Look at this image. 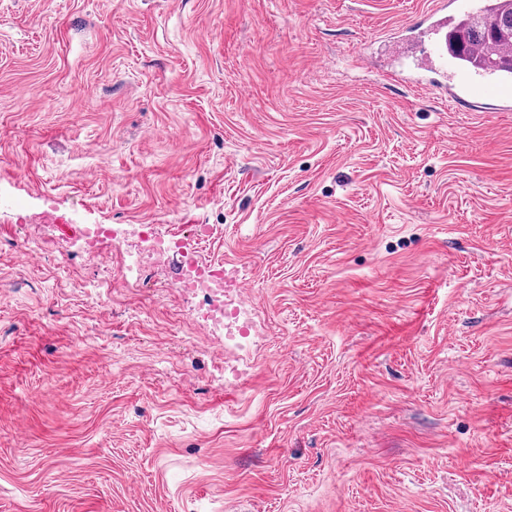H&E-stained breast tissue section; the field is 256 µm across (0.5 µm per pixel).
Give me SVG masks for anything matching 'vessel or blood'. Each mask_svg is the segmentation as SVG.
I'll list each match as a JSON object with an SVG mask.
<instances>
[{"label":"vessel or blood","mask_w":512,"mask_h":512,"mask_svg":"<svg viewBox=\"0 0 512 512\" xmlns=\"http://www.w3.org/2000/svg\"><path fill=\"white\" fill-rule=\"evenodd\" d=\"M480 0H448L445 7L426 14L422 28L417 29L415 45L404 55L403 67L409 69V82L422 88L442 89L454 101L495 99L512 102V73H482L460 68L448 59V34L456 16L479 6Z\"/></svg>","instance_id":"b4317fda"}]
</instances>
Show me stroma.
<instances>
[{"instance_id": "stroma-1", "label": "stroma", "mask_w": 512, "mask_h": 512, "mask_svg": "<svg viewBox=\"0 0 512 512\" xmlns=\"http://www.w3.org/2000/svg\"><path fill=\"white\" fill-rule=\"evenodd\" d=\"M436 3L0 0V512H512V111L386 76ZM81 223L209 225L241 381Z\"/></svg>"}]
</instances>
